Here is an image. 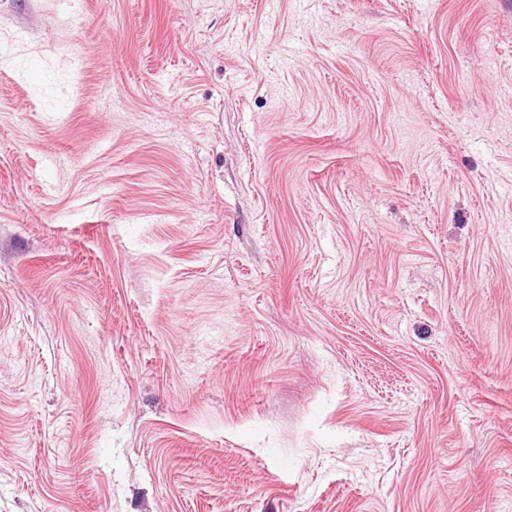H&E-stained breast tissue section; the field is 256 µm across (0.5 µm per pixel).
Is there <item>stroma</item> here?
<instances>
[{
  "label": "stroma",
  "mask_w": 512,
  "mask_h": 512,
  "mask_svg": "<svg viewBox=\"0 0 512 512\" xmlns=\"http://www.w3.org/2000/svg\"><path fill=\"white\" fill-rule=\"evenodd\" d=\"M0 512H512V0H0Z\"/></svg>",
  "instance_id": "1"
}]
</instances>
